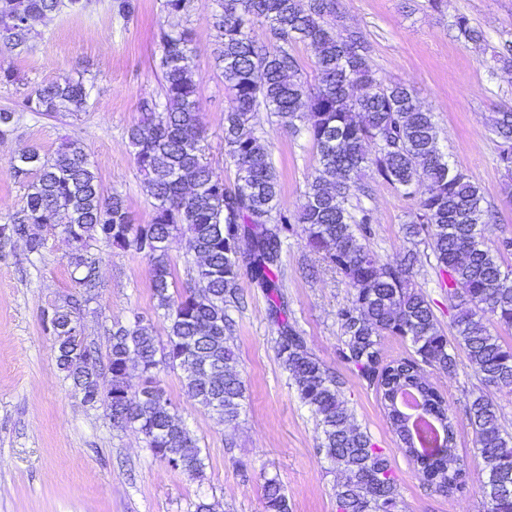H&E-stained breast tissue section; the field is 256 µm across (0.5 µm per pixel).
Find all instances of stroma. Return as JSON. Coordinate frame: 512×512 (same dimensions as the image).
I'll list each match as a JSON object with an SVG mask.
<instances>
[{"mask_svg":"<svg viewBox=\"0 0 512 512\" xmlns=\"http://www.w3.org/2000/svg\"><path fill=\"white\" fill-rule=\"evenodd\" d=\"M109 4L92 0L84 14L51 15L38 24L29 51L0 50V67L17 76L14 84H0V108L19 105L38 84L62 75L82 82L89 93L85 112L57 118L24 112L16 130L0 138V222L22 206L26 193L11 175L9 160L32 146L53 154L65 137L83 143L104 191L125 195L135 223L149 222L150 199L126 131L140 117L141 100L160 93L159 33L174 21L194 33L189 66L206 156L216 176L234 182L235 167L224 155L229 97L214 66L210 7L193 0L189 12L173 21L165 0H137L128 18L110 11ZM339 12L341 24L359 29L370 42L377 74L412 87L423 108L433 112L440 149L480 186L496 215L488 241L512 237V197L504 192L498 148L488 132L494 113L512 107V70H501L494 60L512 46V0H446L440 12L428 0H339ZM459 14L484 32L485 42L457 37L452 22ZM254 125L271 144L281 203L295 208L318 165L316 151L306 134L281 128L268 112H256ZM362 183L368 191L359 202L373 217L364 246L384 262L414 250L413 280L431 300L445 334H452L454 310L436 261L427 246L403 232L415 200L368 176ZM43 234L42 254H29L20 243L0 252V512H194L201 500L214 512H265L262 486L272 476L284 486L292 512H336V473L318 453L315 418L277 358L269 301L249 277L239 281L242 306L230 312L246 386L238 427L224 429L190 398L180 371L158 374L160 387L199 441L204 469L193 476L155 459L137 430L114 427L104 409L85 404L58 369L43 314L75 291L68 264L73 245L60 230ZM91 251L100 259L99 288L80 314L87 342L106 350L113 322L136 313L165 340L147 259L100 241ZM281 260L288 320L337 377L355 424L389 455L399 483L398 512H487L481 463L473 464L465 490L455 496L424 483L398 450L374 388L340 358L337 313L352 300L342 276L298 231L286 233ZM456 360L454 372L430 369L426 375L456 420L459 454L470 456L475 442L467 403L486 392L512 431V392L482 390L465 353L457 352Z\"/></svg>","mask_w":512,"mask_h":512,"instance_id":"35a3bbf8","label":"stroma"}]
</instances>
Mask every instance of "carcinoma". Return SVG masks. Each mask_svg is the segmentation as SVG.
<instances>
[{
  "label": "carcinoma",
  "mask_w": 512,
  "mask_h": 512,
  "mask_svg": "<svg viewBox=\"0 0 512 512\" xmlns=\"http://www.w3.org/2000/svg\"><path fill=\"white\" fill-rule=\"evenodd\" d=\"M217 31L214 62L230 102L224 112V153L236 167L232 184L215 177L205 158L204 131L197 113V86L186 60L194 42L188 28L161 33L160 97L140 105L141 117L127 129L133 160L151 199L152 216L136 224L124 195L104 194L85 147L67 137L48 156L32 147L9 161L14 179L25 184L24 205L5 221L0 249L22 241L41 254L42 227L59 228L75 243L69 255L78 292L51 310L57 366L83 395L100 405L112 424L133 427L152 455L191 475L204 462L197 439L173 408L156 374L181 371L187 394L234 428L246 387L234 367L230 345L235 322L229 309L240 305L241 242L247 240L251 281L270 301L277 357L291 374L302 403L319 430L318 450L336 470V512H395L400 492L383 449L355 426L340 383L312 354L288 321L281 292L282 237L297 224L309 247L341 273L353 292L339 310L342 360L368 385L383 389V405L398 449L418 467L422 479L445 496L464 489L468 469L448 467L440 452H456L452 419L444 397L425 377V368L450 372L455 350L467 359L486 388L512 391V345L492 335L487 321L512 327V274L501 256L512 254V238L486 243L494 214L480 187L456 169L438 149V126L416 93L403 83H384L373 69L370 44L362 32L336 23L338 0H211ZM64 0H0V47L23 52L35 24L58 13ZM267 27L268 44L251 37ZM458 36L479 43L483 34L459 14ZM298 43L315 47L319 86L309 89L292 54ZM83 84L59 77L34 88L25 112L73 116L87 108ZM265 109L277 125L305 131L316 147L319 168L307 180L301 202L291 211L280 204L281 186L270 144L257 135L252 114ZM18 111L0 108V137L15 131ZM490 134L499 160L512 174V109L495 113ZM370 172L417 199L405 227L411 239L424 237L439 272L448 276V300L456 313L449 341L425 292L413 282L415 256L391 263L378 260L359 241L371 233L369 210L352 204L364 191L360 177ZM185 232L197 257L194 285L179 293L168 254L169 239ZM132 248L150 264V287L167 323L161 343L153 326L137 316L113 323L109 351L72 333L81 307L96 297L98 267L90 243ZM408 340L414 357L385 362L380 339ZM142 375L140 388L128 381L130 363ZM110 375L103 391L99 377ZM483 463L488 512H512V433L501 422L495 402L480 394L466 406ZM266 512H291L288 495L273 477L263 484Z\"/></svg>",
  "instance_id": "obj_1"
}]
</instances>
